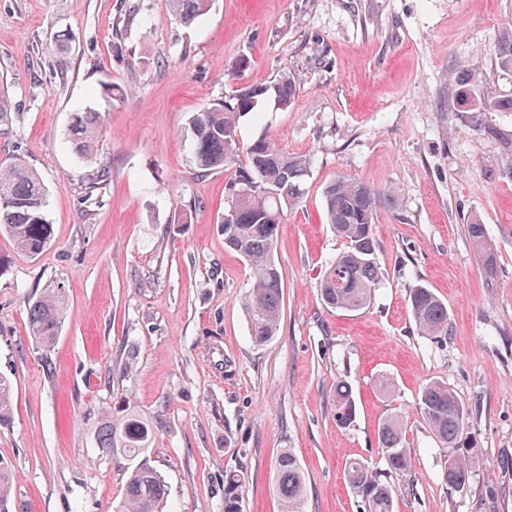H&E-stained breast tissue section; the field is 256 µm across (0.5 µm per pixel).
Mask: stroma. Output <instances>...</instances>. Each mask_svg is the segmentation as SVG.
<instances>
[{
	"label": "stroma",
	"instance_id": "obj_1",
	"mask_svg": "<svg viewBox=\"0 0 512 512\" xmlns=\"http://www.w3.org/2000/svg\"><path fill=\"white\" fill-rule=\"evenodd\" d=\"M511 23L512 0H211L189 24L166 0H0V79L14 106L0 163L20 156L39 173L52 226L36 255L0 234V376L14 391L0 460L17 512H116L126 474L83 416L101 404L153 424L146 456L172 512H224L229 470L245 479L242 512H282L285 451L305 475L304 512H363L345 464L384 468L378 425L396 412L412 468L394 512H512V112L461 101L512 98L493 52ZM284 77L290 106L264 96L237 128L240 143L268 136L311 159L274 252L279 331L258 346L250 267L224 245L229 174L197 173L189 117ZM107 81L122 98L102 94ZM87 110L105 117L92 163L67 143ZM338 176L396 192L374 217L382 280L357 312L320 295L345 249L324 217ZM471 219L495 253L493 279ZM419 284L447 305V335L418 333L408 297ZM47 288L67 300L48 368L27 338L28 300ZM340 380L358 407L346 428L334 418ZM436 380L469 410L476 450L461 492L418 408ZM467 230L473 243L480 250L485 275L491 278L494 273L495 259L491 249L485 247L486 231L484 224H479L478 221L474 220L468 224Z\"/></svg>",
	"mask_w": 512,
	"mask_h": 512
}]
</instances>
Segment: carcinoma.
I'll return each mask as SVG.
<instances>
[{
    "mask_svg": "<svg viewBox=\"0 0 512 512\" xmlns=\"http://www.w3.org/2000/svg\"><path fill=\"white\" fill-rule=\"evenodd\" d=\"M169 11L183 23L203 15L209 0H167ZM498 66L512 72V25L503 27L494 45ZM274 93L286 108L294 97L290 79L284 77L270 88H241L223 101L205 106L191 116L193 155L200 173L231 171L227 181L226 218L221 220L224 244L243 257L251 268V288L245 309L253 341L263 345L277 335L282 305V272L274 260L280 224L288 209L302 194V183L310 159L281 151L268 137H259L242 147L237 139L239 119L255 110L261 98ZM477 112L512 111V98L481 100ZM103 127L99 112H77L69 129L74 153L91 159L97 151ZM391 193L376 190L354 179L338 176L324 190L327 223L345 240L347 249L330 265L321 284L324 303L336 310L355 312L368 306L382 272L376 262L377 241L373 223L380 205ZM46 194L38 174L21 157L0 165V232L13 247L36 255L51 237L45 215ZM468 234L481 253L486 277L493 276L495 259L485 247L484 225L474 220ZM410 311L423 336L448 333V307L429 288L417 286L409 295ZM64 322V299L60 290L48 288L28 302V335L37 348L47 352L54 345ZM334 417L340 427L350 426L357 405L349 383H336L333 391ZM13 407L10 381L0 376V424L9 421ZM418 407L432 433L448 450L444 481L456 490L470 483V466L465 451L474 447L469 436L467 412L448 386L431 381L423 386ZM94 447L118 464H125L126 483L118 512H167L168 485L150 464L146 449L154 437L150 424L133 410L112 415L111 408L98 409L90 430ZM377 438L386 471H377L359 461L347 463V477L364 512H393L394 490L387 475L405 476L411 458L404 446L402 419L395 414L378 426ZM276 485L284 512H302L305 476L291 452L277 461ZM243 480L234 471L224 475V512H242ZM12 474L0 461V512H11Z\"/></svg>",
    "mask_w": 512,
    "mask_h": 512,
    "instance_id": "cac0c4a2",
    "label": "carcinoma"
}]
</instances>
